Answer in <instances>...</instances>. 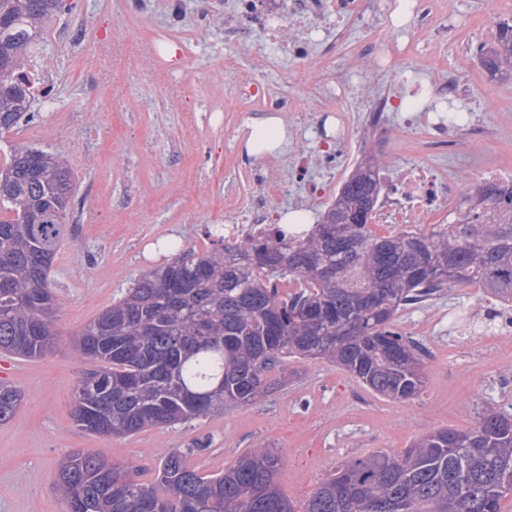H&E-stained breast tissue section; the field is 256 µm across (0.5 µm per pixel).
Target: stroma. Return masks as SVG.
I'll return each instance as SVG.
<instances>
[{"mask_svg":"<svg viewBox=\"0 0 512 512\" xmlns=\"http://www.w3.org/2000/svg\"><path fill=\"white\" fill-rule=\"evenodd\" d=\"M65 2L74 15L92 18L111 34L117 49L101 54L91 45H76L48 21L42 52L57 61L60 74L51 100L33 104L32 121L53 126L55 133L35 140L12 131L0 134V151L22 144L69 155L74 188L69 232L51 268L58 299L56 347L40 359L15 360L9 379L22 401L13 417L0 423V512H63L54 472L74 449L129 463L138 480L151 483L163 448L182 449L188 465L207 476L266 445L284 459L278 478L282 494L299 504L349 459L401 450L429 428L472 427L488 403L512 406V353H501L496 338L471 345L448 331L458 314L490 307L487 294L474 285L399 312L401 330L426 320L432 324L423 340L426 383L413 400L374 397L335 364L293 359L286 384L252 405L130 437L107 439L75 426L74 388L92 368L73 350L77 334L148 268L165 263L157 246L175 240L182 251L201 252L212 246L206 236L211 225L245 223L258 194L254 176L273 177L266 186L273 223L289 209L320 215L355 166L371 157L386 162L380 172L386 188L397 185L400 172L408 169L444 165L459 188L481 182L482 167L512 166V79H491L475 55L487 19L512 17V0H454L457 31L448 47L439 51L427 40L413 42L412 60L432 101L443 99L442 80L467 75L476 121L492 129V139L462 131L454 148L433 149L408 133L404 113L394 112L385 132L360 122L337 137L309 130L302 144L261 159L240 152V113H225L220 128L210 120V99L226 79L258 77L238 63V45L223 29L197 33L195 60L184 75L188 109L183 112L170 100L159 67L134 48L140 37L162 30L163 18L146 10L136 25L126 26L114 19L113 0ZM233 60L237 68L227 70ZM325 70L315 54L258 78L272 91L306 95ZM313 184L324 188V198L310 196Z\"/></svg>","mask_w":512,"mask_h":512,"instance_id":"obj_1","label":"stroma"}]
</instances>
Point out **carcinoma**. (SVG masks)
I'll list each match as a JSON object with an SVG mask.
<instances>
[{"label":"carcinoma","instance_id":"1","mask_svg":"<svg viewBox=\"0 0 512 512\" xmlns=\"http://www.w3.org/2000/svg\"><path fill=\"white\" fill-rule=\"evenodd\" d=\"M62 0H0V131L35 95L27 58ZM493 77H512V25L481 51ZM384 161L359 163L320 223L274 224L232 245L183 253L141 277L79 334L97 363L73 393L77 426L100 437L168 427L264 399L288 359H326L369 392L408 401L425 386L421 346L396 330L399 311L476 284L495 301L486 328L512 306V182L460 189L446 224L379 237L371 220ZM73 195L66 157L12 147L0 163V353L47 355L57 336L50 269ZM290 281L304 288L284 293ZM21 402L0 382V423ZM282 457L252 448L202 476L178 448L159 452L154 484L103 454L74 452L56 468L63 512H502L512 495V414L488 406L468 429L432 428L398 452L348 460L302 506L277 485Z\"/></svg>","mask_w":512,"mask_h":512}]
</instances>
